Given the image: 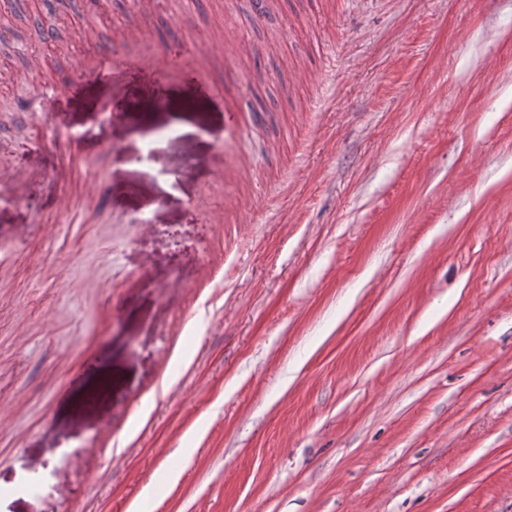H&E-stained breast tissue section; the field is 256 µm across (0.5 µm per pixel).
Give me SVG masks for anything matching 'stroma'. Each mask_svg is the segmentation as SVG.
<instances>
[{
	"label": "stroma",
	"mask_w": 512,
	"mask_h": 512,
	"mask_svg": "<svg viewBox=\"0 0 512 512\" xmlns=\"http://www.w3.org/2000/svg\"><path fill=\"white\" fill-rule=\"evenodd\" d=\"M267 6L0 11V512H512V0ZM173 51L156 44L149 38L143 42L136 52H126L123 49L112 48L103 59L94 61L83 60L74 68L72 84L77 83L87 71L97 70L114 88V99L122 92L121 77L129 67H149L159 76H165L173 67Z\"/></svg>",
	"instance_id": "stroma-1"
}]
</instances>
